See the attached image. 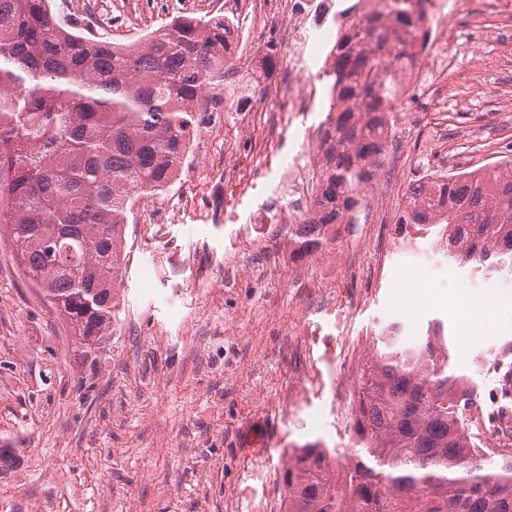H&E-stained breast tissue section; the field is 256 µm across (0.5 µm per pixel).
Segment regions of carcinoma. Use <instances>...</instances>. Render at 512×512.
I'll return each mask as SVG.
<instances>
[{"instance_id":"carcinoma-1","label":"carcinoma","mask_w":512,"mask_h":512,"mask_svg":"<svg viewBox=\"0 0 512 512\" xmlns=\"http://www.w3.org/2000/svg\"><path fill=\"white\" fill-rule=\"evenodd\" d=\"M237 28L179 16L123 47L60 22L50 0H0V222L40 301L86 348L112 334L136 199L171 186L198 122L228 98ZM428 36L414 0H378L340 25L321 72L320 189L307 222L288 225L293 256L357 223L388 147L397 73ZM399 223L475 276L512 273V161L410 188ZM373 347L352 415L360 448L340 476L327 449H293L287 512H512V448L474 451L478 395L450 368L443 325L411 340L393 324Z\"/></svg>"}]
</instances>
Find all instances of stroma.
Returning <instances> with one entry per match:
<instances>
[{"label":"stroma","mask_w":512,"mask_h":512,"mask_svg":"<svg viewBox=\"0 0 512 512\" xmlns=\"http://www.w3.org/2000/svg\"><path fill=\"white\" fill-rule=\"evenodd\" d=\"M52 0L82 20L95 4L116 44L145 40L179 14L236 15V62L260 69L283 38L261 34L249 0ZM512 49L464 54L448 77V109L421 112L400 134L397 166L367 193L375 224L342 225L329 249L297 259L288 227L269 214L288 203L282 161L317 139L327 95L306 112L288 93H259L245 118L224 112L198 127L175 183L139 200L126 228L117 323L92 349L41 303L11 251L0 253V512H279V475L291 449L311 443L347 460L352 423L336 385L345 356L364 365L372 337L444 326L452 368L480 377L479 360L512 340L485 318L464 335L458 295H477L469 266L409 256L398 222L408 187L435 173L512 159ZM383 258L384 274L369 266ZM419 292L403 307L406 285ZM301 399L282 414L278 399ZM321 417L322 428L312 424Z\"/></svg>","instance_id":"obj_1"}]
</instances>
